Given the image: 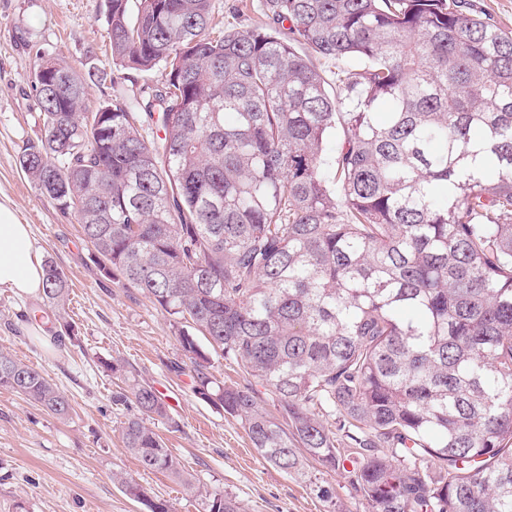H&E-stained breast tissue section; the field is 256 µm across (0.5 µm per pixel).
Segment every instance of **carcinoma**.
<instances>
[{
    "mask_svg": "<svg viewBox=\"0 0 512 512\" xmlns=\"http://www.w3.org/2000/svg\"><path fill=\"white\" fill-rule=\"evenodd\" d=\"M212 31V0H106L117 65L157 72L137 108L61 59L32 77L43 133L20 169L76 217L107 277L141 289L277 397L226 387L179 336L194 392L287 475L345 473L371 512H512V32L463 0H261ZM305 46L343 64L329 92ZM112 113V129L99 115ZM65 273L44 263L60 314ZM0 387L67 398L0 351ZM125 447L182 478L128 397ZM148 512H172L113 476ZM202 512H239L197 491Z\"/></svg>",
    "mask_w": 512,
    "mask_h": 512,
    "instance_id": "obj_1",
    "label": "carcinoma"
}]
</instances>
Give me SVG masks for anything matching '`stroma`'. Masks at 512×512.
Returning <instances> with one entry per match:
<instances>
[{
    "label": "stroma",
    "instance_id": "1",
    "mask_svg": "<svg viewBox=\"0 0 512 512\" xmlns=\"http://www.w3.org/2000/svg\"><path fill=\"white\" fill-rule=\"evenodd\" d=\"M106 0H0V198L31 227L40 258L52 259L71 290L63 319L38 322L45 299L0 292V351L39 370L68 398L61 420L0 388V512H148L114 483L122 474L148 498L175 512H200L195 489L232 496L241 512H369L343 469L316 462L308 470L334 497L326 502L307 481L265 462L238 418L193 391V371L179 334L189 323L155 306L140 289L106 277L74 216L40 194L16 165L27 142L42 134L28 76L38 57L66 61L79 72L106 74L89 90L90 105L104 99L140 101L157 78L112 62L106 38ZM217 26L244 28L263 17L260 0H212ZM123 363L150 384L168 415L151 427L166 442L187 478L143 470L124 446L121 424L136 415L133 402L114 401L125 389L107 365Z\"/></svg>",
    "mask_w": 512,
    "mask_h": 512
}]
</instances>
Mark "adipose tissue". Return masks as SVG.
<instances>
[{
	"label": "adipose tissue",
	"instance_id": "1",
	"mask_svg": "<svg viewBox=\"0 0 512 512\" xmlns=\"http://www.w3.org/2000/svg\"><path fill=\"white\" fill-rule=\"evenodd\" d=\"M38 297L44 288L42 263L29 225L20 222L9 200L0 199V289Z\"/></svg>",
	"mask_w": 512,
	"mask_h": 512
}]
</instances>
